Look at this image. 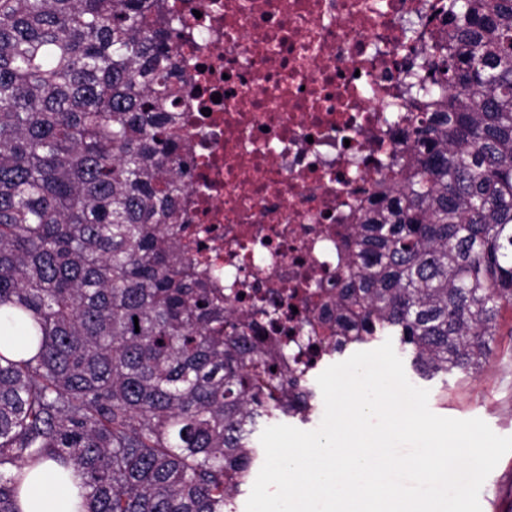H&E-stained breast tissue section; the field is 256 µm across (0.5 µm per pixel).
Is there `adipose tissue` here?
<instances>
[{
	"instance_id": "adipose-tissue-1",
	"label": "adipose tissue",
	"mask_w": 512,
	"mask_h": 512,
	"mask_svg": "<svg viewBox=\"0 0 512 512\" xmlns=\"http://www.w3.org/2000/svg\"><path fill=\"white\" fill-rule=\"evenodd\" d=\"M81 478L48 460L29 470L20 486L21 512H80Z\"/></svg>"
}]
</instances>
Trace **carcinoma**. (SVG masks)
<instances>
[{
  "label": "carcinoma",
  "mask_w": 512,
  "mask_h": 512,
  "mask_svg": "<svg viewBox=\"0 0 512 512\" xmlns=\"http://www.w3.org/2000/svg\"><path fill=\"white\" fill-rule=\"evenodd\" d=\"M447 2L416 112L388 117L410 153L344 242L329 351L392 336L430 378L482 368L512 306V0ZM186 24L163 0H0V310L37 337L0 352V512L44 458L81 473L84 512H232L258 424L309 421L310 378L179 254Z\"/></svg>",
  "instance_id": "obj_1"
}]
</instances>
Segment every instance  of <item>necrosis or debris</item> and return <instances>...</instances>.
<instances>
[{"label":"necrosis or debris","mask_w":512,"mask_h":512,"mask_svg":"<svg viewBox=\"0 0 512 512\" xmlns=\"http://www.w3.org/2000/svg\"><path fill=\"white\" fill-rule=\"evenodd\" d=\"M165 5L188 18L184 122L198 164L181 251L237 309L279 303L275 321L255 319L256 339L285 371L312 370L335 339L323 318L336 305L328 275L345 260L362 191L409 150L386 114L410 112L404 71L447 39L446 0ZM301 315L306 336L293 331Z\"/></svg>","instance_id":"necrosis-or-debris-1"}]
</instances>
